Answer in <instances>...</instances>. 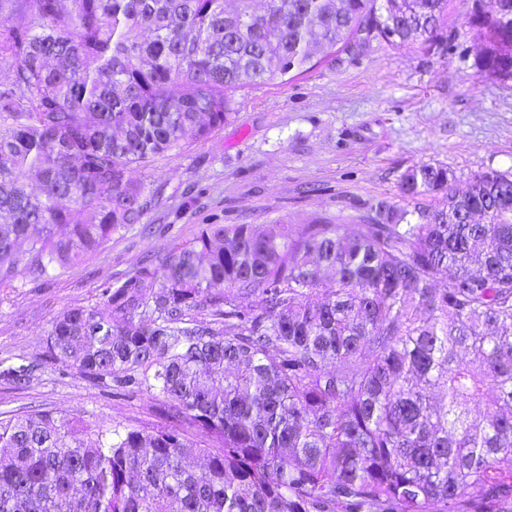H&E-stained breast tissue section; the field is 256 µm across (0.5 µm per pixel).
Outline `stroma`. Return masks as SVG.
Here are the masks:
<instances>
[{
	"mask_svg": "<svg viewBox=\"0 0 512 512\" xmlns=\"http://www.w3.org/2000/svg\"><path fill=\"white\" fill-rule=\"evenodd\" d=\"M472 12L473 0H448L440 24L447 54L370 38L293 80L241 91L223 128L133 168L132 178L157 193L142 225L46 281L20 271L0 282V359L41 363L23 388L0 380V412L32 406L106 428L166 425L148 396L109 395L51 359L47 331L64 308L99 304L105 281L185 244L201 225L371 224L382 203L444 206L442 190L404 194L403 174L420 164L447 168L459 190L477 173L512 171V80L481 73Z\"/></svg>",
	"mask_w": 512,
	"mask_h": 512,
	"instance_id": "35a3bbf8",
	"label": "stroma"
}]
</instances>
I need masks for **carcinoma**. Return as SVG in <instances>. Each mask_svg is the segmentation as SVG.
I'll use <instances>...</instances> for the list:
<instances>
[{
	"label": "carcinoma",
	"instance_id": "carcinoma-1",
	"mask_svg": "<svg viewBox=\"0 0 512 512\" xmlns=\"http://www.w3.org/2000/svg\"><path fill=\"white\" fill-rule=\"evenodd\" d=\"M476 3L481 72L512 80V0ZM446 5L0 0V281L141 223L131 167L224 126L245 88L308 72L313 48L375 32L448 53ZM402 187L444 189L447 207L276 234L203 224L60 313L51 358L159 401L170 425L0 415V512H512V172L460 192L423 163ZM40 366L0 361V379Z\"/></svg>",
	"mask_w": 512,
	"mask_h": 512
}]
</instances>
